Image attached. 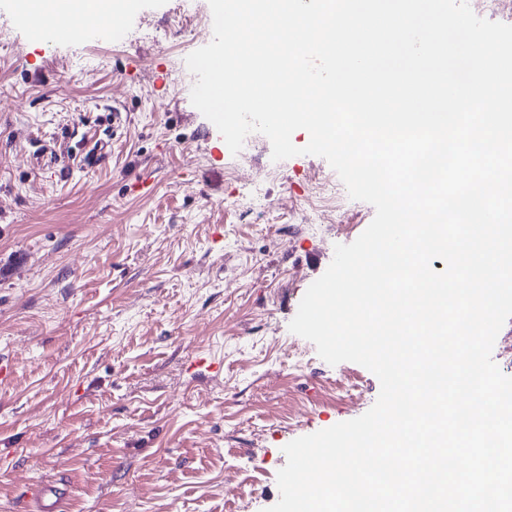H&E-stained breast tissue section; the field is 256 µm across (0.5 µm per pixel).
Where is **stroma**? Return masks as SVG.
<instances>
[{
    "instance_id": "1",
    "label": "stroma",
    "mask_w": 512,
    "mask_h": 512,
    "mask_svg": "<svg viewBox=\"0 0 512 512\" xmlns=\"http://www.w3.org/2000/svg\"><path fill=\"white\" fill-rule=\"evenodd\" d=\"M179 2L60 42L0 0V512L35 479L67 512H264L284 446L379 396L289 330L374 207L322 157L231 153L190 99L209 2ZM321 178L342 223L301 221Z\"/></svg>"
}]
</instances>
